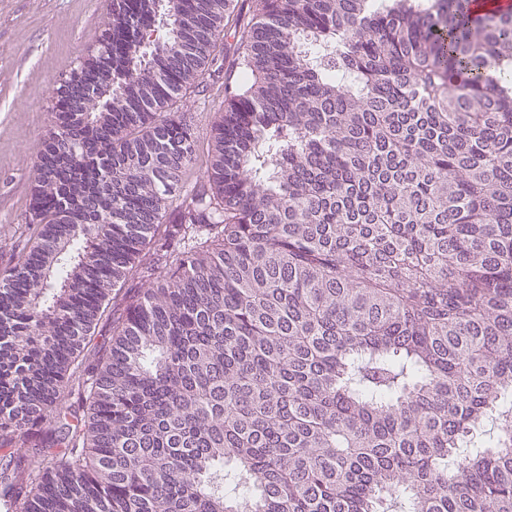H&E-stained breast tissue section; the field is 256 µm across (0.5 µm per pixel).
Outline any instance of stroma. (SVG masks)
I'll use <instances>...</instances> for the list:
<instances>
[{
    "mask_svg": "<svg viewBox=\"0 0 512 512\" xmlns=\"http://www.w3.org/2000/svg\"><path fill=\"white\" fill-rule=\"evenodd\" d=\"M110 7L111 0H0V272L17 264L25 246L29 173L49 127L54 92L93 46ZM223 104L220 83L210 80L178 104L196 149L184 190L202 181L211 124Z\"/></svg>",
    "mask_w": 512,
    "mask_h": 512,
    "instance_id": "obj_1",
    "label": "stroma"
}]
</instances>
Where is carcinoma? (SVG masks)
<instances>
[{"mask_svg":"<svg viewBox=\"0 0 512 512\" xmlns=\"http://www.w3.org/2000/svg\"><path fill=\"white\" fill-rule=\"evenodd\" d=\"M155 6L112 0L38 150L0 509L512 512V9ZM204 90L184 96L178 104L180 118L191 128L195 137V163L190 166L183 178V190L189 191L202 182L205 163L210 148V128L217 112L224 104V76L213 83L206 78Z\"/></svg>","mask_w":512,"mask_h":512,"instance_id":"carcinoma-1","label":"carcinoma"}]
</instances>
